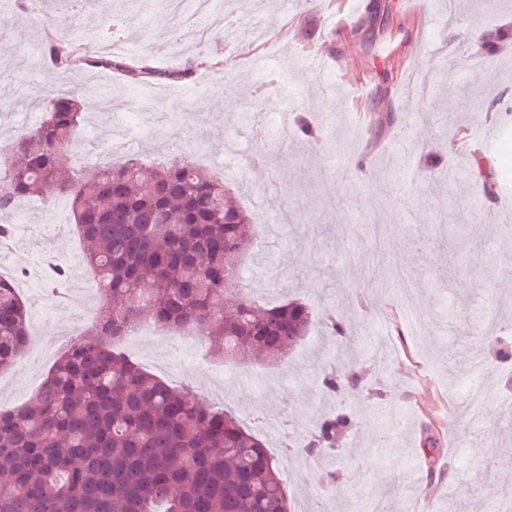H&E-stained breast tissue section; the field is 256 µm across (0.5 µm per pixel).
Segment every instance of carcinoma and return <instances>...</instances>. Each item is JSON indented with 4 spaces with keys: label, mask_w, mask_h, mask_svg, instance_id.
Returning a JSON list of instances; mask_svg holds the SVG:
<instances>
[{
    "label": "carcinoma",
    "mask_w": 512,
    "mask_h": 512,
    "mask_svg": "<svg viewBox=\"0 0 512 512\" xmlns=\"http://www.w3.org/2000/svg\"><path fill=\"white\" fill-rule=\"evenodd\" d=\"M88 0H58L46 19L74 27ZM55 69L78 64L119 71L133 83L189 78L198 62L175 59L165 69L110 57L79 56L78 45L54 41ZM31 102L45 112L38 127L8 147L0 174V218L29 196L71 200L99 307L94 331L74 340L25 405L0 412V512H290L276 460L226 410L170 387L120 352L114 339L135 324L190 327L214 342L212 353L278 363L313 325L305 304L272 307L251 289L235 294L255 224L228 197L224 175L173 161L144 176L131 159L87 171L62 168L82 119L83 96L64 91ZM349 365L353 351L333 317ZM30 338L15 288L0 282V371L18 361ZM359 376L326 375L341 393ZM350 425L338 414L323 422L305 451L334 448Z\"/></svg>",
    "instance_id": "cac0c4a2"
}]
</instances>
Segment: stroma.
Here are the masks:
<instances>
[{
    "instance_id": "1",
    "label": "stroma",
    "mask_w": 512,
    "mask_h": 512,
    "mask_svg": "<svg viewBox=\"0 0 512 512\" xmlns=\"http://www.w3.org/2000/svg\"><path fill=\"white\" fill-rule=\"evenodd\" d=\"M232 16L223 32L188 27L160 0H112L102 11L89 0L76 29L47 30L28 14L0 0V151L41 122L30 96L57 93L64 83L88 98L94 121H81L68 158L84 157L93 166L110 164L97 148L98 130L110 128L127 112L148 111L160 103L179 113L164 131L130 134L127 157L155 168L172 160L223 173L230 193L249 212L274 187L287 192L289 222L267 234L257 224L245 257L251 288L268 305L297 300L314 314L331 310L348 324L354 349H375L379 336L401 320L393 298L397 285L410 283V306L425 324L413 345L393 344V358L375 383L388 393L375 407L355 394H329L322 378L338 363L336 344L314 324L279 363L224 361L228 373L214 385L207 370L186 373L170 359L153 355L140 365L179 390L204 397L235 415L255 434L279 464L292 512H364L367 501L386 496L389 512H408L418 494L437 505L436 512H497L481 491L479 464L494 456L502 491L512 490V432L499 418L474 429L446 427L449 412L465 401V385L475 370V349L512 351V338L477 340L495 315L512 313V236L493 224L472 167L476 155L497 182L498 198H512V132L485 146L480 123L501 124L498 102L512 101V56L473 70L465 60L469 34L487 33L512 22V0H366L348 17L341 0H231ZM268 20L267 43L248 39L254 14ZM128 17L129 45L151 43L146 63L168 66L170 33H177L185 57H208L191 79L153 87L130 84L103 68L75 67L55 72L46 57L49 41L61 38L87 46L108 16ZM288 49L267 77L252 64L267 44ZM435 58L429 97L456 116L446 126L422 112L402 85L412 70ZM235 70L240 92L225 101L215 64ZM317 126L318 142L297 139L287 157L275 156L276 140L266 147L270 159L243 166L255 144L248 100L259 106L283 104V91ZM233 137L238 159L227 162L214 148L216 135ZM11 223L31 226L16 235L11 252L0 254V268L22 265L31 250L70 263L71 284L92 289L83 260V244L72 229L70 200L60 205L38 197L23 199ZM370 305L356 310L352 295ZM22 300L36 342H54L62 329L80 331L82 311L69 305L45 310L38 285L26 284ZM55 363L42 358L31 368L0 377V406L13 409L38 392ZM339 412L354 416L341 447L320 456L301 448L321 423ZM435 436L437 448L423 447ZM451 471L448 483H433L434 473Z\"/></svg>"
}]
</instances>
